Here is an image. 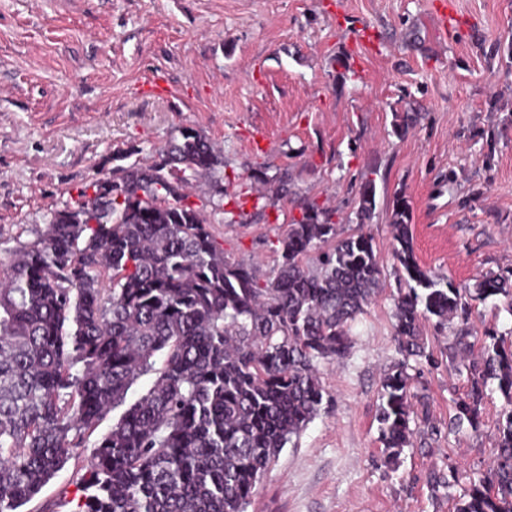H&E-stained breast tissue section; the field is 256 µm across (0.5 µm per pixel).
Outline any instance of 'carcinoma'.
Returning <instances> with one entry per match:
<instances>
[{"label": "carcinoma", "instance_id": "1", "mask_svg": "<svg viewBox=\"0 0 512 512\" xmlns=\"http://www.w3.org/2000/svg\"><path fill=\"white\" fill-rule=\"evenodd\" d=\"M419 118L395 114L394 134ZM117 171L54 210L0 274V512L30 501L147 375V392L94 442L79 512H246L328 396L319 365L350 353L351 325L382 279L373 238H337L335 211L306 202L279 240V264L262 278L224 256L207 222L206 207L224 196V157L201 131L184 127L157 160ZM375 209L367 180L359 223ZM410 224L397 194L402 359L381 385L384 457L396 464L412 446L410 360L431 361L421 322L442 331L457 320L448 349L470 389L448 425L480 432L491 381L504 407L494 459L469 479L455 512H512V342L488 327L469 357L476 304L501 294L512 311V269L458 288L419 265ZM328 243L311 269V252ZM430 485L452 490L459 472L450 464Z\"/></svg>", "mask_w": 512, "mask_h": 512}]
</instances>
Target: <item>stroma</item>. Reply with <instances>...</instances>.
I'll list each match as a JSON object with an SVG mask.
<instances>
[{
	"label": "stroma",
	"mask_w": 512,
	"mask_h": 512,
	"mask_svg": "<svg viewBox=\"0 0 512 512\" xmlns=\"http://www.w3.org/2000/svg\"><path fill=\"white\" fill-rule=\"evenodd\" d=\"M452 8L459 20L441 31L435 18ZM411 106L423 118L396 136L394 115ZM184 127L224 156L207 217L228 260L268 273L313 200L335 209L339 237H373L382 271L349 355L322 369L329 402L247 512H454L429 476L487 467L503 400L488 383L481 434L449 432L468 386L447 332L423 322L433 360L411 388L422 421L386 464L375 415L399 359L392 200H409L428 272L463 287L512 268V0H0V260L114 155L152 162ZM285 170L295 196L256 209ZM368 179L376 210L360 226ZM487 327L512 336L504 297L476 306L473 334ZM91 454L77 449L21 512H77ZM355 203L359 224H365L376 209V187L373 181L367 180L361 185Z\"/></svg>",
	"instance_id": "stroma-1"
}]
</instances>
